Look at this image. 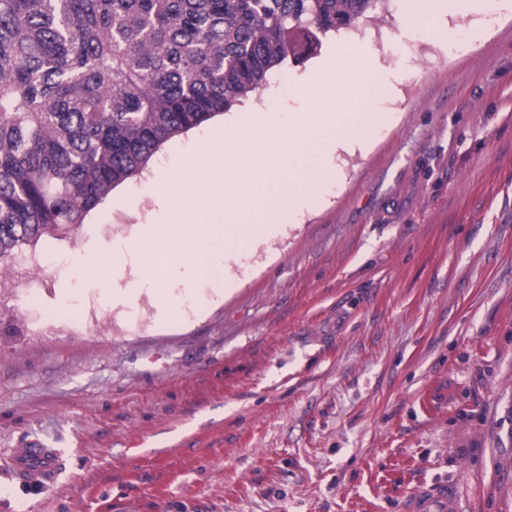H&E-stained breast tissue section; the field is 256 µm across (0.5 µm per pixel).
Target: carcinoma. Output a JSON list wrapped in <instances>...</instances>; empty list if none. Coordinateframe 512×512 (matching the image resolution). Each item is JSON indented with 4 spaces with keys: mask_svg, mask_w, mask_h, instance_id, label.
<instances>
[{
    "mask_svg": "<svg viewBox=\"0 0 512 512\" xmlns=\"http://www.w3.org/2000/svg\"><path fill=\"white\" fill-rule=\"evenodd\" d=\"M381 0H0V271Z\"/></svg>",
    "mask_w": 512,
    "mask_h": 512,
    "instance_id": "carcinoma-1",
    "label": "carcinoma"
}]
</instances>
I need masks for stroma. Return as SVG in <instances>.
Segmentation results:
<instances>
[{
    "label": "stroma",
    "instance_id": "stroma-1",
    "mask_svg": "<svg viewBox=\"0 0 512 512\" xmlns=\"http://www.w3.org/2000/svg\"><path fill=\"white\" fill-rule=\"evenodd\" d=\"M457 14L407 22L383 0L322 53L372 60L393 123L340 152L319 201L226 261L224 287L175 289L162 322L130 266L79 278L35 258L112 250L148 222L149 171L68 233L0 268V512H405L448 483L457 512H512V11L468 43ZM319 56L285 61L239 112H287ZM448 381V411L419 398ZM58 449L39 494L12 449Z\"/></svg>",
    "mask_w": 512,
    "mask_h": 512
}]
</instances>
